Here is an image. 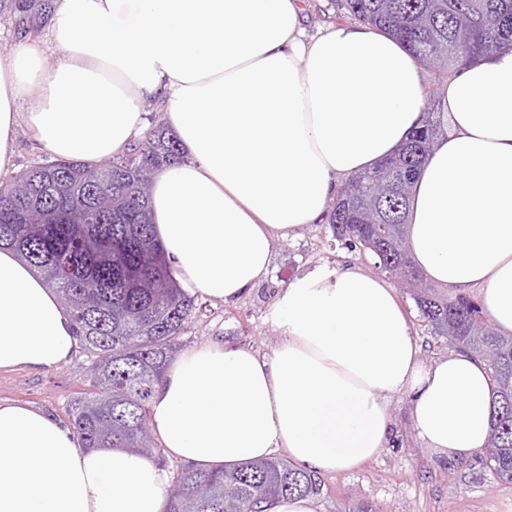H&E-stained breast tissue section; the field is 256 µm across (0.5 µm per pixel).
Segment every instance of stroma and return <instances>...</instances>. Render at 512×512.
Listing matches in <instances>:
<instances>
[{
    "mask_svg": "<svg viewBox=\"0 0 512 512\" xmlns=\"http://www.w3.org/2000/svg\"><path fill=\"white\" fill-rule=\"evenodd\" d=\"M15 5L16 0H0V50L29 37L49 59H56L45 12L36 11L23 25ZM351 263L370 273L376 270L369 255L335 239L327 220L305 225L277 246L269 275L235 303L196 297L197 310L183 326L182 346L220 341L262 355L271 353L282 340L271 316L276 293L314 267ZM397 294L423 360L429 363L448 354V343L435 339L411 295L402 288ZM89 369L90 361L80 350L69 363L50 370L0 372V401L24 402L70 423L71 406L85 387ZM390 411L391 445L357 470L320 473L321 490L313 497L316 512H358L364 505L373 512H506L512 504V484L494 481L480 456L447 462L434 455L416 436L408 396H395Z\"/></svg>",
    "mask_w": 512,
    "mask_h": 512,
    "instance_id": "35a3bbf8",
    "label": "stroma"
}]
</instances>
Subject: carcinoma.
I'll list each match as a JSON object with an SVG mask.
<instances>
[{"instance_id": "cac0c4a2", "label": "carcinoma", "mask_w": 512, "mask_h": 512, "mask_svg": "<svg viewBox=\"0 0 512 512\" xmlns=\"http://www.w3.org/2000/svg\"><path fill=\"white\" fill-rule=\"evenodd\" d=\"M342 8L449 77L512 48V0H344ZM447 126V113L429 100L422 127L397 155L351 176L328 220L339 239L368 248L377 267L401 278L434 335L484 363L492 385L484 463L497 480L512 482V336L501 335L473 301L427 283L409 256L415 177ZM181 161L176 137L156 124L111 159L37 162L0 181V248L43 275L89 354V389L72 406V427L87 448L163 452L150 402L180 352L195 301L170 279L148 212L155 172ZM173 485L178 491L169 492L164 512H265L279 497L320 490L312 471L279 457L183 469Z\"/></svg>"}]
</instances>
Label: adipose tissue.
<instances>
[{"label":"adipose tissue","mask_w":512,"mask_h":512,"mask_svg":"<svg viewBox=\"0 0 512 512\" xmlns=\"http://www.w3.org/2000/svg\"><path fill=\"white\" fill-rule=\"evenodd\" d=\"M49 29L57 60L0 53V173L18 121L57 157L100 161L127 149L155 101L188 153L153 181L156 235L172 279L224 303L264 279L276 246L393 153L436 97L448 131L414 184L409 249L429 280L477 296L512 334V49L431 92L385 33L338 24L306 36L303 0H53ZM272 318L283 340L271 354L213 342L165 372L150 418L168 458L230 466L283 451L351 471L390 444L402 393L439 458L487 446L483 363L461 351L423 363L386 280L320 266L278 292ZM78 346L52 288L0 250V372L59 367ZM169 487L153 456L84 448L45 411L0 402V512H162Z\"/></svg>","instance_id":"1"}]
</instances>
